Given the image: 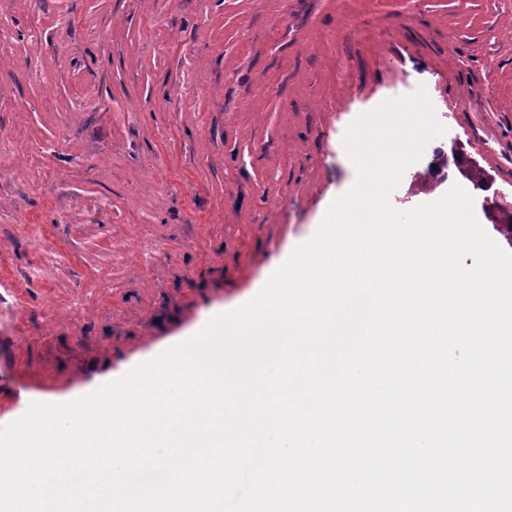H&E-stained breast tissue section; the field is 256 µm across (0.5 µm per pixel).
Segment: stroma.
<instances>
[{
  "label": "stroma",
  "instance_id": "stroma-1",
  "mask_svg": "<svg viewBox=\"0 0 512 512\" xmlns=\"http://www.w3.org/2000/svg\"><path fill=\"white\" fill-rule=\"evenodd\" d=\"M421 87L446 132L391 205L460 155L512 253V0H0V426L254 298L355 184L348 126Z\"/></svg>",
  "mask_w": 512,
  "mask_h": 512
}]
</instances>
